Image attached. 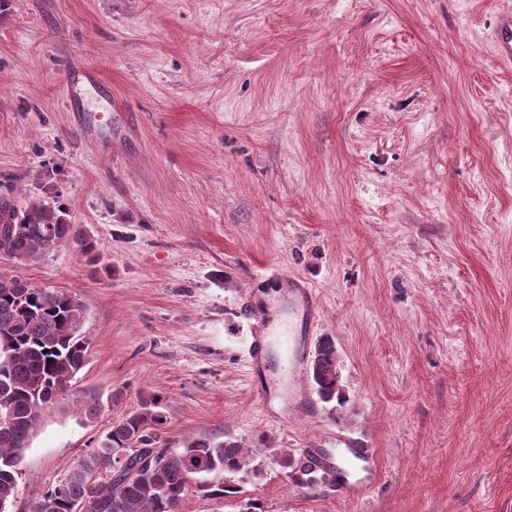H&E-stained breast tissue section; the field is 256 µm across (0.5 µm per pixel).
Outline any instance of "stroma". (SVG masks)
Here are the masks:
<instances>
[{"mask_svg": "<svg viewBox=\"0 0 512 512\" xmlns=\"http://www.w3.org/2000/svg\"><path fill=\"white\" fill-rule=\"evenodd\" d=\"M512 0H0V202L62 208L75 237L20 277L82 299L74 392L46 412L11 512L55 485L142 393L159 439H238L220 498L179 512H512V70L492 29ZM122 111H68L72 60ZM96 242V259L79 243ZM278 277L266 274L267 268ZM321 308L347 401L264 404L246 350L253 293ZM373 449L350 500L274 462ZM288 283V299L290 303L301 309L303 317L306 318L309 326H312L316 321L319 311L318 300L313 290L303 281L296 278H288ZM344 451L357 461L363 475L352 483L340 485L338 492L346 498L359 500L364 497L369 487L378 478V461L369 448H344Z\"/></svg>", "mask_w": 512, "mask_h": 512, "instance_id": "35a3bbf8", "label": "stroma"}]
</instances>
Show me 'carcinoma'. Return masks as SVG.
Wrapping results in <instances>:
<instances>
[{
  "label": "carcinoma",
  "mask_w": 512,
  "mask_h": 512,
  "mask_svg": "<svg viewBox=\"0 0 512 512\" xmlns=\"http://www.w3.org/2000/svg\"><path fill=\"white\" fill-rule=\"evenodd\" d=\"M70 240L71 225L59 219L55 207L38 203L19 210L0 205L1 257L14 261L16 255L28 254L40 259ZM85 316L86 305L78 297L18 277L0 280V348L8 347V354L0 356V407L11 413V422L0 428V501L17 498V468L42 412L69 395L71 382L84 366L89 341L79 330ZM308 377L331 409L345 403L333 339L325 337L316 344ZM72 403L90 420L101 410L99 396L90 392ZM158 408L156 397H144L138 409L113 421L58 484L36 494L41 512H69L75 500L88 501L89 512H178L191 485L206 492L207 476L239 472L248 465L243 446L228 435L220 441L192 439L180 451L159 446L155 428L166 418ZM133 446L143 449L141 457L116 471V456ZM278 463L298 486L336 482V472L313 468L303 451L281 455ZM101 470L108 473L107 479L89 485L88 474ZM233 493L230 486L211 491L221 497Z\"/></svg>",
  "instance_id": "carcinoma-1"
}]
</instances>
